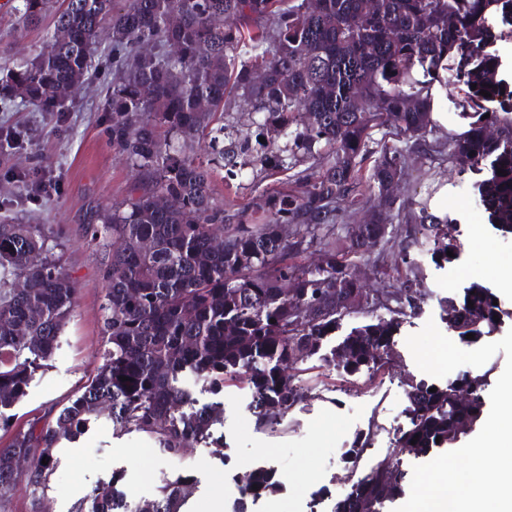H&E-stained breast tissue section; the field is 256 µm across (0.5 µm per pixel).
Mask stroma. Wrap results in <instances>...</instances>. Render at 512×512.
<instances>
[{"instance_id": "obj_1", "label": "stroma", "mask_w": 512, "mask_h": 512, "mask_svg": "<svg viewBox=\"0 0 512 512\" xmlns=\"http://www.w3.org/2000/svg\"><path fill=\"white\" fill-rule=\"evenodd\" d=\"M13 19L10 0H0V64L36 54L53 28L49 17L30 28L15 26ZM90 76L92 88L54 114L35 111L17 99L0 101V224L50 228L63 244L64 267L78 283L76 307L59 346L12 408L10 429L0 428V445L8 443L11 429L35 418H53L90 382L102 362L108 250L90 241L86 229L94 212L126 199L134 184L112 145L108 115L102 110L106 88L115 78L109 29H101L93 47ZM283 184L301 188L288 174L256 165L245 167L233 180L214 178L211 188L225 208L235 210ZM470 184L468 174H450L442 157L420 153L408 159L396 189L404 209L379 246L381 262L364 266V287L372 291L400 285L396 258L406 233L415 231L420 211L455 219L460 247L448 269L432 261L425 243L412 247L426 296L420 310L404 318L395 355L381 370L348 374L319 359L308 360L299 376L310 388V397L272 429L256 425L246 381L226 383L220 459L201 444L169 454L149 435L116 434L111 420L100 418L78 439L57 448L46 490L49 512H75L96 485L115 475L132 503L158 497L177 476H192L196 489L187 512H199L202 504L223 502L225 491L240 495L239 486L229 485L228 471L254 461L273 463L283 483L279 491L263 497L260 512H307L313 489L350 473L343 450L361 434L370 437L367 462L388 458L412 473L418 459L399 453L397 439L409 404L407 383L424 374L406 345L407 337L430 320L446 330L443 300L476 279L493 289L507 312L500 333L512 329V291L487 275L492 264H512V235H502L487 223L475 198L463 193Z\"/></svg>"}]
</instances>
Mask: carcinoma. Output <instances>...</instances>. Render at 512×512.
<instances>
[{
	"label": "carcinoma",
	"instance_id": "cac0c4a2",
	"mask_svg": "<svg viewBox=\"0 0 512 512\" xmlns=\"http://www.w3.org/2000/svg\"><path fill=\"white\" fill-rule=\"evenodd\" d=\"M55 11L53 31L38 53L6 69L0 91L39 112L61 111L57 92H82L91 48L111 25L117 76L106 95L112 146L135 173L128 198L96 213L93 241L110 248L103 278V362L83 391L53 419L34 420L0 448V508L24 481L32 512H48L45 492L54 449L108 416L119 432L138 431L177 454L193 443L224 447V383L247 373L251 409L260 426L279 424L306 397L288 368L314 357L346 373L379 370L393 355L403 318L423 302L422 276L410 260L394 308L370 318L324 350L342 317L336 287L363 288L350 278L352 258H366L385 238L409 153L435 152L478 176L473 188L487 223L512 234V87L493 52L512 27V0H18L17 23L36 26ZM155 53L147 57L143 46ZM265 74L258 79L257 65ZM453 68L466 87L460 118L467 129L428 142L435 83ZM476 89H471V86ZM487 91L485 97L480 91ZM249 106L255 138L237 139L231 102ZM392 129L405 147L373 151V136ZM264 141H259V138ZM307 159L320 170L295 195L273 190L236 212L216 202L220 169L260 164L291 171ZM370 163L363 177L362 164ZM504 174H497V170ZM165 196L176 207L161 203ZM369 203V220L336 239L342 205ZM419 227L436 264L458 253L455 227L428 215ZM41 224H0V424L58 347L77 300V285L49 245ZM313 249L302 266L288 255ZM497 295L474 281L444 299L448 329L472 342L492 335L502 315ZM318 306L315 317L302 306ZM128 380H122V377ZM208 387L204 403L186 385ZM485 375L446 384L410 380L409 427L399 451L425 456L459 442L462 421L479 424ZM437 391H432V388ZM470 398L463 401L457 392ZM416 443H411V440ZM368 437L347 450L358 467ZM48 464H42V461ZM403 473L383 459L354 478L334 512H383L403 492ZM243 497L274 490L278 481L252 470ZM194 479L176 478L137 512H183ZM89 510L127 512L115 482L96 486Z\"/></svg>",
	"mask_w": 512,
	"mask_h": 512
}]
</instances>
